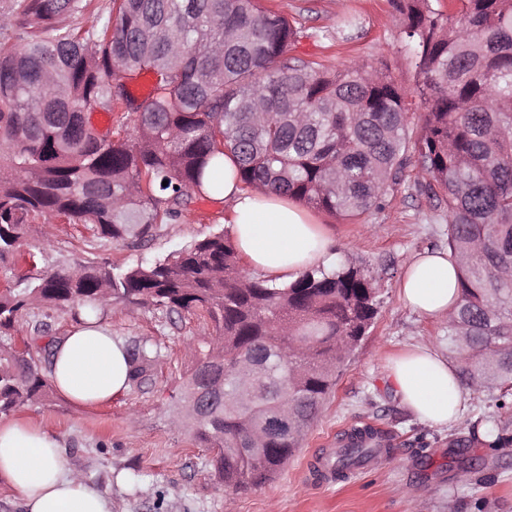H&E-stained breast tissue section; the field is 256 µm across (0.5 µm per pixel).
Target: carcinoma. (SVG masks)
<instances>
[{
    "mask_svg": "<svg viewBox=\"0 0 512 512\" xmlns=\"http://www.w3.org/2000/svg\"><path fill=\"white\" fill-rule=\"evenodd\" d=\"M396 0L410 46L421 132L388 67L341 72L288 55L300 31L259 0H112L100 27L68 17L85 0H19L0 11V262L19 253L30 221L93 224L115 241L142 240L206 197L207 169L234 157L237 178L347 219L380 206L411 161L448 211L459 299L448 315V355L464 385L512 400V0ZM143 77L141 98L127 80ZM117 131L100 136L90 113ZM133 119L134 135H121ZM167 185H162V182ZM27 269L0 290V331L31 306L127 301L206 322L192 339L196 364L180 403L206 392L207 367L224 365V395L201 420L178 412L212 449L215 475L234 491L270 479L293 456L345 363L378 313L373 278L343 262L293 281L256 278L232 238L217 232L163 259L126 270L90 263L52 273ZM245 350L266 374L240 367ZM156 349L132 353V381L150 379ZM54 387L34 350L0 336V417L50 402ZM297 426L250 448L283 406ZM483 442L512 445L508 426L485 420ZM364 432L341 449V471L371 449Z\"/></svg>",
    "mask_w": 512,
    "mask_h": 512,
    "instance_id": "carcinoma-1",
    "label": "carcinoma"
}]
</instances>
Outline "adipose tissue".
<instances>
[{
  "label": "adipose tissue",
  "mask_w": 512,
  "mask_h": 512,
  "mask_svg": "<svg viewBox=\"0 0 512 512\" xmlns=\"http://www.w3.org/2000/svg\"><path fill=\"white\" fill-rule=\"evenodd\" d=\"M213 199L228 203V224L239 255L255 271L276 281L336 261L334 241L301 204L271 192L242 187L232 157L211 171ZM400 296L429 319H442L455 306L457 265L446 251L424 250L406 265ZM130 358L124 342L98 317H81L56 344L50 379L80 407L112 402L129 387ZM387 374L404 408L421 423H458L467 391L455 366L434 347L418 344L394 355ZM0 479L21 497L23 512H112L111 499L87 483L66 459L59 438L32 423L0 422Z\"/></svg>",
  "instance_id": "obj_1"
}]
</instances>
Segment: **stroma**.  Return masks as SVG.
Returning <instances> with one entry per match:
<instances>
[{"instance_id": "obj_1", "label": "stroma", "mask_w": 512, "mask_h": 512, "mask_svg": "<svg viewBox=\"0 0 512 512\" xmlns=\"http://www.w3.org/2000/svg\"><path fill=\"white\" fill-rule=\"evenodd\" d=\"M301 32L291 55L342 71L362 63L387 65L411 104L408 122L419 127L423 108L415 87L412 52L401 33L394 0H262ZM428 176L417 164L380 208L347 221L313 210L326 225L341 261L377 275L378 314L342 370L333 393L309 425L294 455L261 486L235 492L212 466L213 453L187 428H174L183 382L195 360L187 348L207 330L203 320L116 302L103 320L126 343L151 338L159 357L151 378L131 385L112 403L82 408L62 396L17 411L18 419L58 436L82 476L112 500V512H512V447L493 450L469 441L467 466L448 450L468 439L477 418L497 415L491 395L469 391L462 420L447 429L416 422L387 379L388 357L425 342L448 352V326L418 317L399 297L405 263L425 249L447 247L448 214L429 196ZM227 204L192 203L175 222L155 225L141 243L101 237L91 224H54L44 242L35 221L23 246L41 270L88 262L126 268L167 255L224 229ZM78 316L71 307L24 311L14 333L40 342L63 336ZM372 426L384 449L368 465L329 483L314 462L340 432Z\"/></svg>"}]
</instances>
